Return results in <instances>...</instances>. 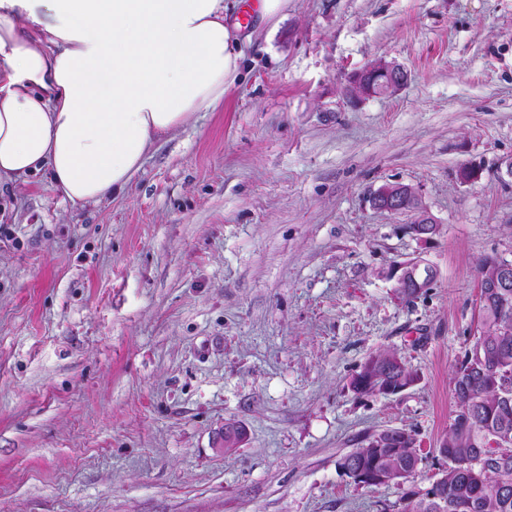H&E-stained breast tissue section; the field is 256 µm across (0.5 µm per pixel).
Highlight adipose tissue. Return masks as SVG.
<instances>
[{
    "label": "adipose tissue",
    "instance_id": "obj_1",
    "mask_svg": "<svg viewBox=\"0 0 512 512\" xmlns=\"http://www.w3.org/2000/svg\"><path fill=\"white\" fill-rule=\"evenodd\" d=\"M236 0H0V185L125 193L154 144L239 76Z\"/></svg>",
    "mask_w": 512,
    "mask_h": 512
}]
</instances>
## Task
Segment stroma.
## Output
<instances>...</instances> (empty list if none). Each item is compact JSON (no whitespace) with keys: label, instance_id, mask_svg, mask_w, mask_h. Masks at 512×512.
Returning a JSON list of instances; mask_svg holds the SVG:
<instances>
[{"label":"stroma","instance_id":"stroma-1","mask_svg":"<svg viewBox=\"0 0 512 512\" xmlns=\"http://www.w3.org/2000/svg\"><path fill=\"white\" fill-rule=\"evenodd\" d=\"M241 31L223 104L122 197L0 188V512H404L444 469L474 269L512 260V0H288ZM379 60L406 84L349 95ZM388 184L435 234L372 205ZM417 257L436 276L409 300L390 271ZM392 349L419 381L354 393ZM387 428L412 430L416 473L362 487L339 462ZM372 203L380 210L411 213L413 224L417 225L416 234L418 236L429 235L436 231L437 223L422 204L418 193L410 186L402 184L383 186L374 193Z\"/></svg>","mask_w":512,"mask_h":512}]
</instances>
